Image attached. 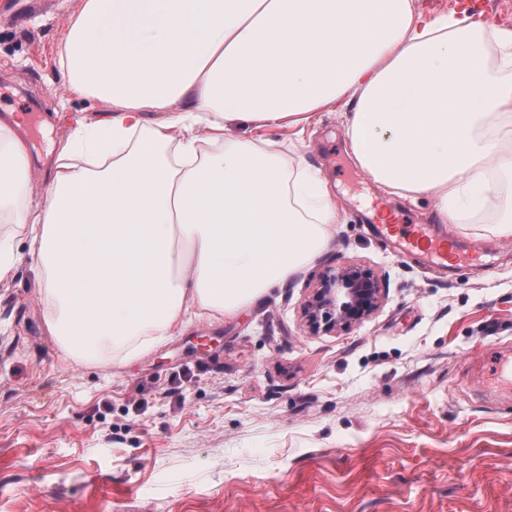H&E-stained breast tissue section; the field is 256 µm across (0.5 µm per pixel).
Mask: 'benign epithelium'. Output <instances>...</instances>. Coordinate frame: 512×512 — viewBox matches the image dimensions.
I'll return each instance as SVG.
<instances>
[{
  "label": "benign epithelium",
  "mask_w": 512,
  "mask_h": 512,
  "mask_svg": "<svg viewBox=\"0 0 512 512\" xmlns=\"http://www.w3.org/2000/svg\"><path fill=\"white\" fill-rule=\"evenodd\" d=\"M382 301L381 289L369 270L354 264L324 271L304 307L314 332L347 329L371 315Z\"/></svg>",
  "instance_id": "1"
}]
</instances>
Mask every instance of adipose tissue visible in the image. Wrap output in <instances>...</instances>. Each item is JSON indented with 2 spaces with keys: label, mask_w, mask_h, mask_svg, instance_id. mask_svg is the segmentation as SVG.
<instances>
[{
  "label": "adipose tissue",
  "mask_w": 512,
  "mask_h": 512,
  "mask_svg": "<svg viewBox=\"0 0 512 512\" xmlns=\"http://www.w3.org/2000/svg\"><path fill=\"white\" fill-rule=\"evenodd\" d=\"M497 71H489L492 46ZM74 119L28 193L25 139L0 121V213L41 262L45 330L69 356H128L219 317L313 261L336 223L329 183L285 171L232 125L302 128L342 106L356 166L388 193L462 198L512 234V32L413 0H81L58 52ZM162 113L149 123L147 115Z\"/></svg>",
  "instance_id": "ef3b65f1"
}]
</instances>
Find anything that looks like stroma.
I'll return each instance as SVG.
<instances>
[{
	"label": "stroma",
	"mask_w": 512,
	"mask_h": 512,
	"mask_svg": "<svg viewBox=\"0 0 512 512\" xmlns=\"http://www.w3.org/2000/svg\"><path fill=\"white\" fill-rule=\"evenodd\" d=\"M80 0H0V117L27 118L33 199L72 114L59 43ZM345 116L255 132L285 165L328 180L339 218L322 253L257 302L194 317L136 357L74 359L43 323V270L26 241L0 281V512H512V234L451 224L485 254L457 275L405 259L375 230L394 206L433 224V201L389 196L346 153ZM371 269L381 307L310 333L326 269ZM192 371L183 398L172 378ZM144 399L134 408L136 399Z\"/></svg>",
	"instance_id": "obj_1"
}]
</instances>
